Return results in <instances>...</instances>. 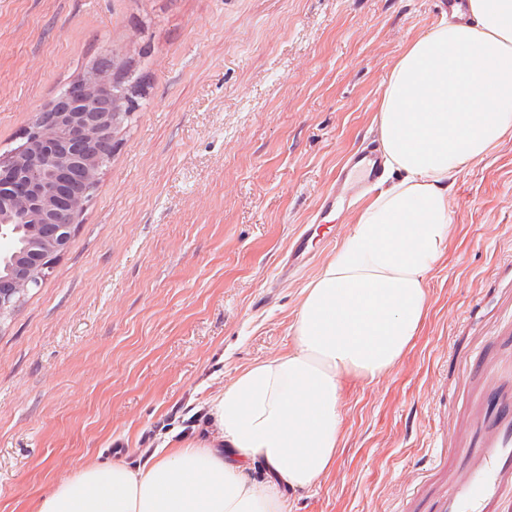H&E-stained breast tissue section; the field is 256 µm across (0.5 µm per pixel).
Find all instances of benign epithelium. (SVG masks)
Instances as JSON below:
<instances>
[{
  "label": "benign epithelium",
  "instance_id": "1",
  "mask_svg": "<svg viewBox=\"0 0 512 512\" xmlns=\"http://www.w3.org/2000/svg\"><path fill=\"white\" fill-rule=\"evenodd\" d=\"M112 85V69H93L76 83L82 90L78 98L92 105ZM126 102L125 92L120 91L114 95L112 111L93 120L70 112L66 125L45 124L36 116L24 131L30 149L0 157V248L8 247L14 221L21 220L28 232L25 261L8 277H0V322L47 279L66 251L75 225L63 222V217L85 212L102 172L101 161L85 146L105 132L122 140Z\"/></svg>",
  "mask_w": 512,
  "mask_h": 512
}]
</instances>
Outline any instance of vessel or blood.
I'll list each match as a JSON object with an SVG mask.
<instances>
[{
  "instance_id": "b4317fda",
  "label": "vessel or blood",
  "mask_w": 512,
  "mask_h": 512,
  "mask_svg": "<svg viewBox=\"0 0 512 512\" xmlns=\"http://www.w3.org/2000/svg\"><path fill=\"white\" fill-rule=\"evenodd\" d=\"M374 183L383 171V154L368 144L352 154L338 177L342 190H352L353 172ZM466 387L476 398L470 413L450 426L448 453L438 468L466 463V475H448L432 493H424L423 481L407 487V510L418 512L421 497H428V512H512V373L504 372L496 352L471 361Z\"/></svg>"
}]
</instances>
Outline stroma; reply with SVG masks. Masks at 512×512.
Instances as JSON below:
<instances>
[{"label": "stroma", "instance_id": "obj_1", "mask_svg": "<svg viewBox=\"0 0 512 512\" xmlns=\"http://www.w3.org/2000/svg\"><path fill=\"white\" fill-rule=\"evenodd\" d=\"M435 0H0V155L104 49L139 57L146 104L51 275L0 323V512L87 464L208 439L207 401L293 345L306 283L359 207L321 198L378 140L383 80ZM147 56H139L141 47ZM448 251L398 363L343 376L340 448L289 512H400L470 403L461 372L512 319V135L448 179Z\"/></svg>", "mask_w": 512, "mask_h": 512}]
</instances>
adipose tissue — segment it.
Listing matches in <instances>:
<instances>
[{
  "label": "adipose tissue",
  "instance_id": "ef3b65f1",
  "mask_svg": "<svg viewBox=\"0 0 512 512\" xmlns=\"http://www.w3.org/2000/svg\"><path fill=\"white\" fill-rule=\"evenodd\" d=\"M404 50L375 121L382 181L309 281L288 353L255 363L210 400L219 435L166 441L147 464L78 469L32 512H288L283 489L313 486L336 460L341 378L375 379L428 312V275L448 248V175L512 133V0H468ZM262 461L268 482L250 480Z\"/></svg>",
  "mask_w": 512,
  "mask_h": 512
}]
</instances>
